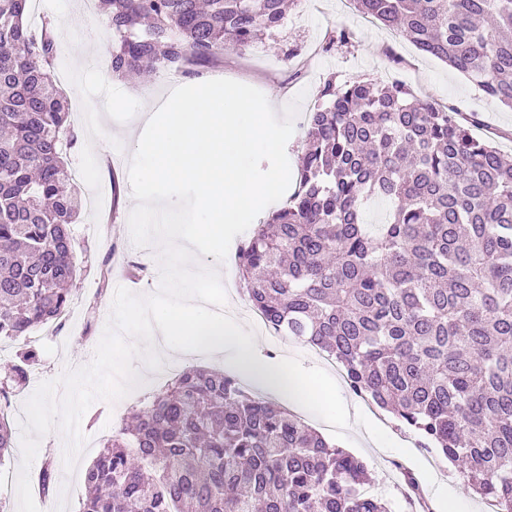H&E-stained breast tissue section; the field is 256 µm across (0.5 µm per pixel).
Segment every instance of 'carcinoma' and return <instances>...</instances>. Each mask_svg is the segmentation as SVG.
I'll return each instance as SVG.
<instances>
[{"label":"carcinoma","mask_w":512,"mask_h":512,"mask_svg":"<svg viewBox=\"0 0 512 512\" xmlns=\"http://www.w3.org/2000/svg\"><path fill=\"white\" fill-rule=\"evenodd\" d=\"M0 0V340L56 322L77 277L83 207L62 157L69 104L58 42ZM421 52L512 108V0H353ZM108 72L192 76L277 29L284 0H98ZM353 33L331 29L329 52ZM310 113L297 186L236 264L251 304L282 335L334 360L350 389L458 464L512 512V159L476 119L401 83L328 76ZM393 203L371 235L366 200ZM36 352L19 353L14 381ZM13 448L0 413V461ZM79 512H388L366 464L282 408L204 368L182 371L84 472Z\"/></svg>","instance_id":"carcinoma-1"}]
</instances>
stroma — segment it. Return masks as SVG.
<instances>
[{
	"label": "stroma",
	"instance_id": "stroma-1",
	"mask_svg": "<svg viewBox=\"0 0 512 512\" xmlns=\"http://www.w3.org/2000/svg\"><path fill=\"white\" fill-rule=\"evenodd\" d=\"M39 3L42 17L51 20L57 32L54 74L71 104L75 140L67 150L68 166L74 171L94 169L96 179L78 181L80 193L86 198L105 185L109 201L101 210L82 208L72 226L74 257L80 269L73 285L74 320L60 334L35 343L37 358L29 368L28 381L15 387L9 402L0 401V410H5L15 427L24 420V404L41 381L56 379L67 368L80 366L82 353L94 352L111 316L109 302L116 288L127 281L132 265L142 267L134 293H155L160 279L158 262L147 260V248L135 246L128 230L134 204L128 170L134 135L143 129L144 110L167 96L169 82L162 74L145 86L134 80H111L106 74L109 47L92 44L94 30L107 27L106 17L87 8L85 0ZM339 24L352 31L351 44L333 52L321 51L326 32ZM331 74L341 81L397 80L417 96L454 109L460 117L478 115L481 124L475 128V136L512 154L511 109L439 59L421 54L399 32L363 17L351 0H295L280 27L243 52L225 51L220 62L204 69L202 78L231 79L276 93L287 103L299 101L286 149L294 166L303 151L319 89ZM164 385V380L146 373L141 385L116 403L95 401L81 422L87 442L78 458L80 466H87L98 455L131 407ZM339 391L355 423L340 446L365 462L371 489L389 512H421L419 504L404 492L399 473L403 467L419 477L427 497L445 490L463 496L468 512H491L489 504L467 487L459 468L437 450L422 448L415 432L399 429L393 417L379 409L363 410L362 399L347 384H340ZM65 444L61 432L48 433L30 467L33 480L44 463H51L54 470L51 494L34 497L42 510L78 512L85 496L83 475L64 470L61 450Z\"/></svg>",
	"mask_w": 512,
	"mask_h": 512
}]
</instances>
